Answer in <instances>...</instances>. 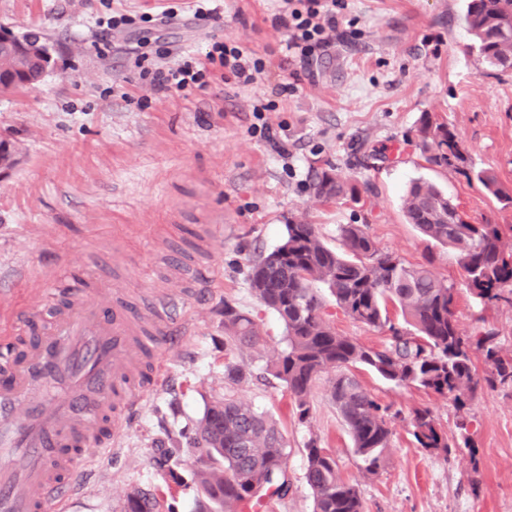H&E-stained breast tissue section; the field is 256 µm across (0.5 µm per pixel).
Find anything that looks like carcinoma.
Here are the masks:
<instances>
[{
    "mask_svg": "<svg viewBox=\"0 0 512 512\" xmlns=\"http://www.w3.org/2000/svg\"><path fill=\"white\" fill-rule=\"evenodd\" d=\"M465 22L471 50L498 70L512 72V0H468ZM420 133L429 163L457 169L465 162L460 141L448 124L425 117ZM476 179L490 196L512 203V195L495 175L480 171ZM312 187L324 200L361 201L357 187L331 168L316 172ZM404 212L423 236L455 250L463 280L483 307L501 301L512 304V249L504 245L501 225L489 219L470 223L447 192L422 179L410 184ZM285 229L280 244L253 261L249 275L253 296L277 315L285 330V347L269 371L293 398L301 424L310 423V394L316 380L328 370L338 371L331 401L365 472L375 474L385 467L391 421L397 414L381 405L347 369L361 366L396 387L450 396L460 413L479 386L505 383L502 370L512 367V355L503 354L492 332L461 337L450 308L455 284L437 279L423 264L406 263L381 250L363 224L338 225V249L322 241L314 224L288 223ZM315 283L327 286L345 316L388 333L386 343L370 347L338 334L322 314L312 288ZM391 305L401 312L397 323L390 318ZM224 332V379L233 388L251 376L238 355L256 347L261 334L249 313L227 301ZM474 352L494 366L490 374L476 376ZM410 424L416 447L425 451L434 448L447 456L454 448L474 447L463 415L452 443L427 407L412 409ZM188 451L196 463V512H238L245 504L280 498L288 490V476L280 472L288 453L277 422L230 392L206 408ZM303 452L314 512H365L358 489L341 478L336 459L320 446L318 437L310 436ZM124 512H157V501L133 491L126 496Z\"/></svg>",
    "mask_w": 512,
    "mask_h": 512,
    "instance_id": "cac0c4a2",
    "label": "carcinoma"
}]
</instances>
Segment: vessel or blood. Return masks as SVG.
<instances>
[{"label":"vessel or blood","mask_w":512,"mask_h":512,"mask_svg":"<svg viewBox=\"0 0 512 512\" xmlns=\"http://www.w3.org/2000/svg\"><path fill=\"white\" fill-rule=\"evenodd\" d=\"M65 304L51 306L50 327L17 349L0 329V512H48L61 503L89 460L100 433L120 435L141 407L135 381L149 351L179 335L170 298L143 293L132 317L120 289L70 281Z\"/></svg>","instance_id":"obj_1"}]
</instances>
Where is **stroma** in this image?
<instances>
[{
  "label": "stroma",
  "mask_w": 512,
  "mask_h": 512,
  "mask_svg": "<svg viewBox=\"0 0 512 512\" xmlns=\"http://www.w3.org/2000/svg\"><path fill=\"white\" fill-rule=\"evenodd\" d=\"M217 18L182 13L155 22L160 0H0V27L36 33L53 48L52 70L34 90L0 92V137L17 164L0 180V319L17 300L28 317L13 333L24 343L46 329L42 298L83 260L113 287L183 301L189 333L163 351L165 374L147 386L142 407L106 453L95 455L66 512H123L132 491L194 512L188 452L161 465L182 428H193L224 382L225 301L253 314L262 340L240 358L254 377L235 396L271 414L287 442L290 490L250 512H313L302 448L310 434L355 484L366 512H512V388L478 389L468 413L474 451L448 456L416 448L410 411L433 410L456 436L452 398L397 387L357 369L365 388L400 416L392 422L387 463L367 474L329 398L334 372L310 395V424L298 422L288 392L265 381L283 349V325L251 293L253 259L281 242L288 222L317 225L338 247L337 227L366 225L382 250L428 265L456 288L462 334L495 332L512 352V305L482 309L465 286L452 252L423 239L403 214L409 182L445 189L471 222L512 225V203L485 194L477 180L431 166L418 146L423 116L447 121L474 170L495 174L512 191V72L478 62L470 49L467 0H338L344 38L309 69L288 61V33L275 27L286 0H216ZM122 10L140 16L134 30H109L103 19ZM262 58L265 74L246 85L215 77L206 92L154 88L128 49L141 45L160 68L183 53L202 56L213 40ZM279 83L294 91L278 96ZM277 107L256 118L257 99ZM270 126L275 151L262 134ZM333 167L359 189L360 204L315 197L316 170ZM220 224L223 234L207 233ZM199 283L188 292L178 277ZM323 315L342 335L369 346L383 332L344 316L326 288Z\"/></svg>",
  "instance_id": "stroma-1"
}]
</instances>
